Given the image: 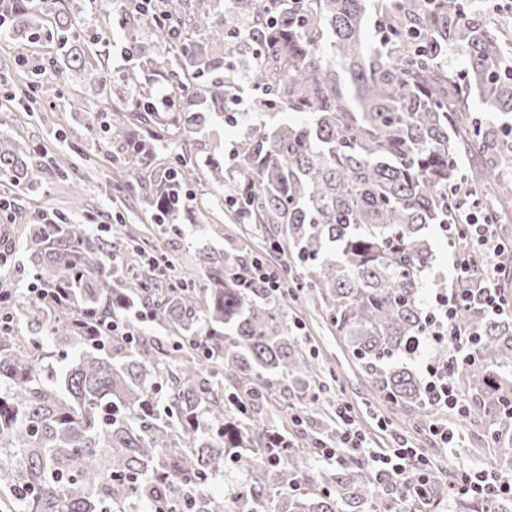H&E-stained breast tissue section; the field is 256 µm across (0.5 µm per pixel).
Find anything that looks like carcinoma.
<instances>
[{
	"label": "carcinoma",
	"mask_w": 512,
	"mask_h": 512,
	"mask_svg": "<svg viewBox=\"0 0 512 512\" xmlns=\"http://www.w3.org/2000/svg\"><path fill=\"white\" fill-rule=\"evenodd\" d=\"M51 35L65 49L64 66L42 82H17L19 100L58 93L67 71L91 64L67 0H57ZM247 21L244 41L225 44L222 0H160L161 47L175 50L167 71L170 112L152 108L146 92L130 104L102 70L110 111L90 117L93 143L103 138L112 186L141 195L170 235L197 218L186 181H224L244 224L264 229L269 248L300 269L312 302L372 384L377 399L424 429L431 409L425 383L396 358L434 330L422 304L426 284L448 291V278L428 280L435 256L426 229L454 223L448 188L460 179L495 184L512 168V133L472 114V91L490 112L512 115V30L465 17L459 0H233ZM12 29H34L35 0H14ZM384 23L379 45L363 50L370 9ZM205 32L204 45L189 32ZM466 59L463 72L442 64L448 45ZM245 49L251 60L253 106L293 123L262 122L236 142L234 166L185 153L156 166L166 140L185 144L215 117L230 123V102L246 94L224 55ZM343 60L342 67L336 59ZM210 84L193 91L194 81ZM33 147L0 139V178L18 189L42 183L48 167L66 175V159L49 161ZM479 153L482 170L464 171ZM498 223L512 217V199L485 201ZM113 243L83 224L29 225L23 244L31 285L68 299L32 296L27 304L0 281V311L13 318L0 330V512H138L161 500L170 512H388L401 482L375 479L349 456L341 468L307 469L317 440L336 434L327 408L334 377L292 337L287 300L251 279L253 259L233 243L198 250L197 288L159 287L144 266L128 279L115 273ZM148 307L168 341L142 335L120 351L115 337L100 348L86 335L93 319L124 321ZM473 329L478 345L453 380L467 399L468 421L497 434L501 469L512 473V317L465 310L444 332ZM70 342L62 370H49V339ZM318 419L286 448H268L281 414L298 408ZM283 457L266 463L264 455ZM255 469L236 497L216 500L211 477L227 462ZM459 476L444 461L429 471L430 504L453 512H512V499L485 503L451 493ZM306 488L294 489L297 484Z\"/></svg>",
	"instance_id": "obj_1"
}]
</instances>
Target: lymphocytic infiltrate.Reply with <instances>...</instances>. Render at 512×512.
<instances>
[{
	"label": "lymphocytic infiltrate",
	"instance_id": "f902f5d3",
	"mask_svg": "<svg viewBox=\"0 0 512 512\" xmlns=\"http://www.w3.org/2000/svg\"><path fill=\"white\" fill-rule=\"evenodd\" d=\"M449 195L456 211V222L448 226V234L468 238L472 248L483 257L486 275L474 278L469 263L464 260L458 262V287L445 293L431 294L427 304L436 325L435 332L416 341L411 348L415 355L425 351L430 354L425 367V383L428 402L435 417L429 426V433L445 448L455 447L459 434L443 420V413L451 410L462 417L468 412V403L459 394L450 369L459 360L470 356L475 340L473 335L464 333L447 338L441 332L442 327L454 323L464 309L472 306L489 315H512V302L503 299L496 284L504 247L498 240L491 217L483 212L480 199L470 186L456 185L451 188ZM336 428L334 443L317 445V462L339 464L347 453H356L365 459L374 476L391 475L402 479L406 500L428 503L427 482L422 475L426 473L430 460L421 449L405 441L389 448L371 446L366 435L356 426L351 406L344 402L339 403L336 409ZM456 490L485 502L512 497V478L503 477L500 471L490 466L464 468L460 471Z\"/></svg>",
	"mask_w": 512,
	"mask_h": 512
}]
</instances>
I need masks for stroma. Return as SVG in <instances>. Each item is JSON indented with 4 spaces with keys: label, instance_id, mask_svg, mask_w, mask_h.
<instances>
[{
    "label": "stroma",
    "instance_id": "stroma-1",
    "mask_svg": "<svg viewBox=\"0 0 512 512\" xmlns=\"http://www.w3.org/2000/svg\"><path fill=\"white\" fill-rule=\"evenodd\" d=\"M76 12L78 29L85 43H92L100 32H107L108 43L105 68L113 77H120L130 70L131 63L120 53L129 40L145 46L152 45L154 30L140 24L135 29L119 26L113 0H79ZM15 33L0 35V134L23 142L38 145L43 157L60 155L69 161L67 178H60L55 170H47L43 182L34 191L19 192L0 186V198L14 199L15 210L10 223H0V247L11 253L10 272L14 281L28 284L24 269L21 243L23 227L41 222L54 213H64L75 224H111L122 221L137 242L156 244L158 254L166 256L173 267L195 265L199 247L223 248L225 234L248 243L263 261L279 267L280 259L272 256L255 225L226 224L224 216V186L218 182L206 183L204 191L209 200L198 223L185 225L176 243L165 244L163 228L155 224L144 202L138 199L114 198L110 183L112 166L107 159L92 163L87 157L86 124L90 115L106 107L111 94L100 80V70L92 67L71 70L59 95L39 100L32 109L12 104L9 97L16 78L23 77L38 82L50 75L53 62L59 55L56 44L48 38H35L25 51H18ZM83 103L81 112L70 108L72 99ZM237 123L233 126L215 121L210 135L196 138L191 152L198 158L213 154L216 141H223L225 150H232L243 129L264 122V114L257 111L250 98H243L235 105ZM288 308L295 322L294 334L308 349L327 359L335 367L341 385L339 398L354 410L356 422L369 436L374 446L389 447L392 433H406L407 425L402 415L387 410L374 397L369 381L349 356L341 337L337 336L323 316L318 305L308 302L289 303ZM462 441L453 454H445L435 447L428 436H418L417 447L429 455L449 457L451 462H463L473 468L493 463L494 450L489 447L484 429L476 423L461 426Z\"/></svg>",
    "mask_w": 512,
    "mask_h": 512
}]
</instances>
